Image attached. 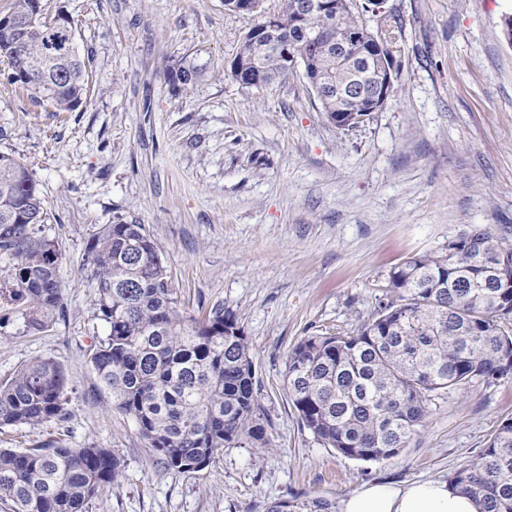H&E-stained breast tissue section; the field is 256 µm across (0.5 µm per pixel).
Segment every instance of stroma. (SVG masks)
<instances>
[{
  "label": "stroma",
  "mask_w": 512,
  "mask_h": 512,
  "mask_svg": "<svg viewBox=\"0 0 512 512\" xmlns=\"http://www.w3.org/2000/svg\"><path fill=\"white\" fill-rule=\"evenodd\" d=\"M68 16L89 95L57 112L0 61V153L33 173L43 233L62 261L65 309L28 332L0 298V377L39 358L72 391L65 444L112 448L126 468L89 512H267L333 504L373 482L443 480L512 418V377L438 392L424 430L390 459L360 461L304 428L284 388L303 337L351 330L390 270L444 248L468 225L512 230V0H387L399 19L386 105L358 127L326 120L302 73L246 87L230 65L258 16L224 0H42ZM200 68L176 86L168 69ZM144 224L185 316L232 312L254 354L273 447L227 448L200 472L159 466L134 420L113 409L89 361L106 323L87 247L102 225ZM333 504L324 499H303L292 497L272 503L267 512H334Z\"/></svg>",
  "instance_id": "35a3bbf8"
}]
</instances>
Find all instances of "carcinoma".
<instances>
[{
    "label": "carcinoma",
    "mask_w": 512,
    "mask_h": 512,
    "mask_svg": "<svg viewBox=\"0 0 512 512\" xmlns=\"http://www.w3.org/2000/svg\"><path fill=\"white\" fill-rule=\"evenodd\" d=\"M308 0H280L274 44L296 40L306 54L304 75L328 121L349 129L370 115L364 96L342 103L324 85L342 76L336 36L355 26L350 0L331 12L301 10ZM41 0H14L10 15L33 17L21 38L0 27V57L11 79L33 88L57 112L86 100L85 66L63 50L74 39L70 18L46 20ZM368 34L393 63L397 17L379 19ZM61 50L48 75L40 73L47 44ZM261 59L247 86L269 85L291 73L287 61L252 37H242L235 59ZM200 70L180 65L169 82L188 86ZM46 220L38 182L17 158L0 153V258L9 260L10 300L27 330L45 332L63 310L61 254L41 234ZM512 262V238L472 225L448 246L414 254L394 267L383 297L350 332L303 337L288 355L286 387L302 425L323 446L362 461L397 456L426 427L433 394L487 384L512 370V271L501 282L496 263ZM96 283L95 313L108 327L90 354L112 407L130 416L157 464L179 474L203 470L226 448L273 447L267 414L255 385L251 345L233 313L217 305L204 321L188 319L173 296L160 246L146 226L105 224L87 248ZM71 416L68 379L51 359L31 361L0 380V433L17 426L65 425ZM124 460L111 448H0V502L10 512H89V504L118 488ZM480 512H512V421L499 427L468 465L448 475ZM267 512H333L324 499H282Z\"/></svg>",
    "instance_id": "1"
}]
</instances>
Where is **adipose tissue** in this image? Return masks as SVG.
Returning <instances> with one entry per match:
<instances>
[{
    "label": "adipose tissue",
    "mask_w": 512,
    "mask_h": 512,
    "mask_svg": "<svg viewBox=\"0 0 512 512\" xmlns=\"http://www.w3.org/2000/svg\"><path fill=\"white\" fill-rule=\"evenodd\" d=\"M341 512H478V506L447 481L425 480L366 485L343 500Z\"/></svg>",
    "instance_id": "1"
}]
</instances>
